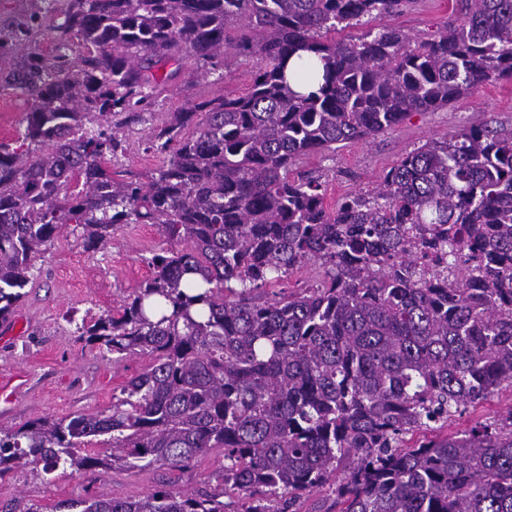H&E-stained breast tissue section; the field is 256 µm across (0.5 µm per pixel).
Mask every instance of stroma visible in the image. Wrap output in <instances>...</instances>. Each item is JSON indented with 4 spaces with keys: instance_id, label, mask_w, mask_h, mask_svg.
I'll return each mask as SVG.
<instances>
[{
    "instance_id": "1",
    "label": "stroma",
    "mask_w": 512,
    "mask_h": 512,
    "mask_svg": "<svg viewBox=\"0 0 512 512\" xmlns=\"http://www.w3.org/2000/svg\"><path fill=\"white\" fill-rule=\"evenodd\" d=\"M451 11L452 0H416L388 22L409 35L432 38L444 31ZM256 67L255 59L234 56L217 72L186 62L156 98L153 119L129 129L126 150L113 160V170L147 178L159 164L144 150L153 126L199 99L244 93ZM471 125L512 131V82L485 83L447 108L411 113L399 126L372 138L299 158L292 174L321 178L325 205L332 209L346 193L374 188L385 169L427 139ZM165 247L149 224L121 225L102 248L85 247L82 228L69 224L46 244L11 324L0 325V427L110 412L126 381L150 359L135 355L114 363L105 348L79 339L76 327L116 314L150 275L148 258ZM223 465L224 457L217 453L186 469L59 470L49 477L27 465L0 478V512H53L62 500L138 498L162 487L194 494L217 488Z\"/></svg>"
}]
</instances>
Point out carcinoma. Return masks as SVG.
<instances>
[{
  "label": "carcinoma",
  "mask_w": 512,
  "mask_h": 512,
  "mask_svg": "<svg viewBox=\"0 0 512 512\" xmlns=\"http://www.w3.org/2000/svg\"><path fill=\"white\" fill-rule=\"evenodd\" d=\"M411 3L62 0L51 21L31 13L0 34V84L27 104L26 148L0 143V320L64 224L93 248L122 224L170 245L118 315L77 327L149 366L110 415L0 429V478L27 464L185 469L219 449L218 491L53 510L297 512L330 485L336 512H512V410L431 427L512 387V132L430 138L333 211L320 179L290 176L305 155L512 81V0H454L427 40L385 23ZM45 27L49 53L31 45ZM303 53L323 62L308 95L286 79ZM229 54L259 60L246 94L152 128L145 149L162 162L147 180L112 170L123 128L147 120L183 60L216 71ZM311 262L319 283L263 298ZM104 435L112 453L87 451Z\"/></svg>",
  "instance_id": "obj_1"
}]
</instances>
